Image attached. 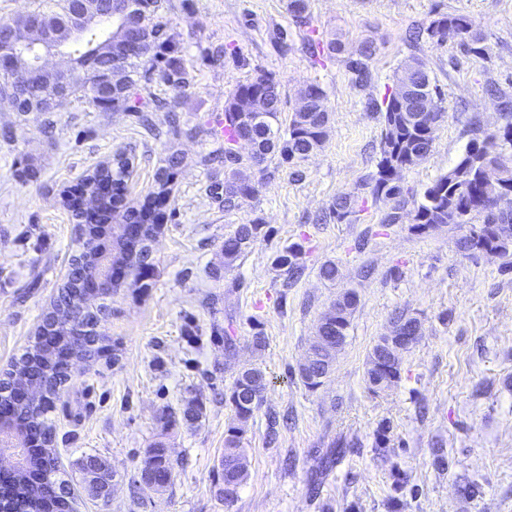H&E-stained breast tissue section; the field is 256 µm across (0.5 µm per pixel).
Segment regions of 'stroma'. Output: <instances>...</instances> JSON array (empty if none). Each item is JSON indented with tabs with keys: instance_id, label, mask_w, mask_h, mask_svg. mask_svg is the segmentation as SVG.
<instances>
[{
	"instance_id": "obj_1",
	"label": "stroma",
	"mask_w": 512,
	"mask_h": 512,
	"mask_svg": "<svg viewBox=\"0 0 512 512\" xmlns=\"http://www.w3.org/2000/svg\"><path fill=\"white\" fill-rule=\"evenodd\" d=\"M168 3L164 17L192 81L178 92L155 84L132 97L151 111L153 130L133 113L97 112L74 99L57 112L24 115L0 100V133L12 132L0 136V370L29 346L78 249L63 191L126 149L134 155L128 198L137 202L167 158L180 159L154 243L152 286L113 294L102 327L117 362L76 361L51 415L62 470L87 452L117 473L110 505L87 500L80 512H512V269L497 257L461 255L447 227L418 236L405 223L382 226L385 206L371 195L382 101L408 56L428 62L446 114L431 155L403 175L407 201L420 200L456 162L472 121L501 124L485 84L512 86V0H309L308 31L293 27L287 0ZM455 11L484 25L485 56H462L450 39L408 41L410 30ZM312 37L339 38L345 51L312 58ZM367 42L376 48L371 81L358 89L344 60ZM263 74L280 84L284 125L298 90L319 84L331 113L328 137L302 177L275 158L254 170L257 197L228 212L211 191L224 179V148L212 141L209 121L240 84ZM155 96L176 99L180 133L153 111ZM29 163L37 180L21 176ZM341 192L360 203L339 223L329 208ZM255 220L266 237L233 269L207 274L222 264L225 235ZM294 243L305 247V272L286 288L273 259ZM328 261L339 269L333 282L319 276ZM348 289L359 304L347 342L332 374L308 390L297 367L321 313ZM398 311L420 318L422 336L402 353L399 381L375 394L364 381L367 355ZM258 331L267 341L261 352L250 345ZM246 363L265 369L270 384L246 435L250 477L227 503L214 488L233 420L224 388ZM192 396L206 405L203 423L161 436L160 412ZM384 425L380 452L375 437ZM159 436L180 462L174 482L162 493L134 492L130 478ZM340 439L348 449L320 471V455ZM440 452L449 468L438 467ZM398 470L409 477L399 492ZM471 481L479 492L464 496Z\"/></svg>"
}]
</instances>
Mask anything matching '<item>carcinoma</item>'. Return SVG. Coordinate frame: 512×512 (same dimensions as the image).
<instances>
[{
  "instance_id": "1",
  "label": "carcinoma",
  "mask_w": 512,
  "mask_h": 512,
  "mask_svg": "<svg viewBox=\"0 0 512 512\" xmlns=\"http://www.w3.org/2000/svg\"><path fill=\"white\" fill-rule=\"evenodd\" d=\"M70 0H39L38 6L8 20L16 33H23L33 22L49 24L65 13ZM288 14L298 27L311 25L309 0H288ZM161 35L146 47L145 53L126 62L121 87L112 100L97 98L93 82L79 77L74 98L99 112L130 111L127 102L139 82H153L179 91L190 84V73L184 63L182 47L176 35L162 21V13L148 18ZM442 43L452 39L461 52L482 56L486 52L487 33L470 16L460 13H440L417 36ZM107 38L97 26L83 29L69 40L67 52L74 61L94 45ZM311 53L335 55L344 52L338 39L326 43L311 40ZM376 47L367 42L358 55L346 60L354 86L363 88L370 80L369 62ZM409 80L412 89L406 101L399 100V88ZM48 86L41 84L26 89L23 104L29 112H42V100ZM493 94L502 99L504 123L493 130H485L474 122V137L465 146L456 164L436 179L423 193L420 201L406 210L404 172L424 161L432 151L439 121L445 108L438 85L430 76L425 59L410 56L400 65L393 87L385 98L383 112L384 134L380 145V158L373 177L372 196L388 205L381 218L385 225L400 224L409 219L410 229L423 235L443 226L460 231L454 244L464 256L474 257L483 251L499 249L512 252L509 243L498 242L496 229L507 227L512 232V203L498 202L502 193H512V96L501 89ZM307 99L303 110H294L286 129H281L282 93L280 84L271 76L261 75L241 84L224 106V210L239 208L258 193L249 170L262 166L274 156L280 163L301 175V167L315 152L323 148L329 130L330 113L326 106V93L317 84H307L298 90ZM430 98L438 121L429 122L416 107L417 96ZM266 103L263 111L255 110L257 101ZM251 134V154L242 158L234 149L241 137ZM120 160H111L97 166L79 185L64 191L63 198L77 221L79 230L80 263H71L64 285L60 288L52 307L53 325L46 330L38 326L32 343L13 368L0 378V408L11 412L12 418L25 435L22 442L26 457L12 472L7 485L0 487V512H79L80 496L75 494L71 482L60 476L55 429L50 414L60 400L69 378L72 359L97 360L112 351L110 338L100 331V324L109 311L112 294L126 286L119 280L105 281L95 294L87 296L84 288L85 268L105 259L123 261L134 274V281L142 287L151 286L155 273L154 258L143 239L160 233L154 201L146 196L138 205L125 201L126 179L130 174V161L125 154ZM94 195L96 205L83 206V197ZM357 197L351 192L339 193L333 201L331 213L342 222L355 213ZM480 223H474L475 219ZM267 235L264 225L255 220L238 224L224 237V269L230 270L250 251L258 239ZM304 249L294 243L278 252L273 264L284 270L292 280L302 273ZM358 306V295L346 290L321 313L314 336L311 337L305 361L298 365L297 374L303 385L315 390L330 375L336 356L343 349L351 318ZM392 329L408 330L422 336V322L415 316L397 315ZM389 336H381L372 346L365 370V383L373 393L390 388L400 379L401 363L397 354L387 350ZM27 374L38 380L41 390L35 395L15 397V376ZM267 379L264 370L248 364L239 369L233 382L224 389V405L234 412L235 422L224 431V452L218 466L217 495L226 502L233 501L239 488L250 477L244 439L250 421L262 404ZM181 420L193 427L200 425L205 406L195 397L184 400L180 408ZM179 461L167 454L162 442L153 443L145 450L132 482L141 491L160 492L173 482ZM79 474L83 496L107 504L116 474L107 458L85 454L73 464Z\"/></svg>"
}]
</instances>
